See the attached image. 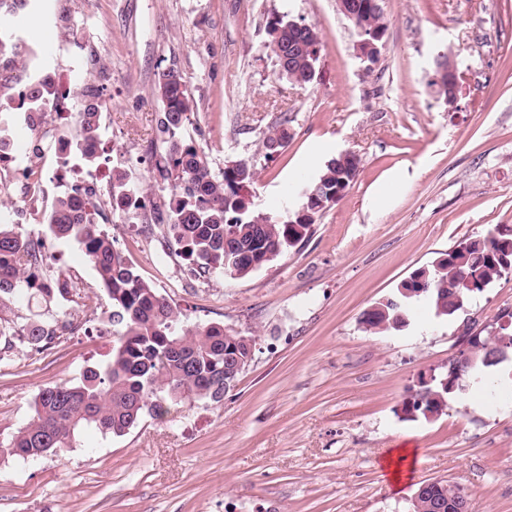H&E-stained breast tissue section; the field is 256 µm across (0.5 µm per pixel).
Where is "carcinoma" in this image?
I'll return each mask as SVG.
<instances>
[{
	"label": "carcinoma",
	"mask_w": 512,
	"mask_h": 512,
	"mask_svg": "<svg viewBox=\"0 0 512 512\" xmlns=\"http://www.w3.org/2000/svg\"><path fill=\"white\" fill-rule=\"evenodd\" d=\"M353 25L359 40L382 43L386 30L380 0H354ZM265 27L276 65H286L284 76L303 87L312 80L306 59L320 51V31L315 24L301 28L288 25V14L273 13ZM15 32L0 23V88L19 87L18 98L0 104V145L12 133L16 114L29 126L42 123L56 110L58 89L43 75L21 81L27 60ZM161 101L158 130L165 145L160 177L171 183L164 206L167 238L200 275L230 273L239 257L237 276L252 272L248 265H264L296 246L310 232L317 216L336 204L358 175L360 158L340 154L326 162L322 173L307 185L300 205L273 217L245 204V194L257 178L254 159H240L212 173L204 154L185 140L182 131L193 109L181 72L169 66L157 77ZM106 105L101 88L88 85L75 112L77 133L71 148L85 164L98 165L101 137L100 116ZM289 135L275 128L263 138L266 161L280 155ZM142 192L129 180L116 176L112 183V211L127 213L140 206ZM100 204L75 189L56 198L47 223L57 238H73L96 270L112 310L107 323L116 340L107 358L85 369L77 383L63 381L43 388L35 397L28 422L0 443V456L22 448L32 459L62 448H70L80 433L95 428L103 435L120 437L142 417H168L175 407L190 401L219 404L242 375L224 354L235 351L250 362L247 344L240 335L224 334V326L213 323L190 326L182 313L149 282L144 280L117 251L112 233L92 217ZM38 240L8 227H0V301L31 288L30 266ZM512 273V227L499 224L484 236L466 237L443 252L431 266L416 269L402 287L425 290L413 296L398 293L367 310L362 317L366 331L384 334L406 325L410 308L425 303L436 316H452L495 280ZM76 287L44 288L42 292L57 307L16 325L0 323V363L11 361L16 344L41 353L79 328L75 314L65 309ZM463 349L448 357L455 366L454 391H449L441 373L436 380L410 390L401 412L406 420L432 418L448 409L453 393L481 383L512 354L504 350L498 335L489 333L477 341L462 336ZM411 512H457L455 489L440 480L424 489L411 503Z\"/></svg>",
	"instance_id": "obj_1"
}]
</instances>
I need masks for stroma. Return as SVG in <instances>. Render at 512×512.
I'll list each match as a JSON object with an SVG mask.
<instances>
[{"label":"stroma","mask_w":512,"mask_h":512,"mask_svg":"<svg viewBox=\"0 0 512 512\" xmlns=\"http://www.w3.org/2000/svg\"><path fill=\"white\" fill-rule=\"evenodd\" d=\"M381 5L380 71L369 77L336 0H31L14 18L30 70L54 73L71 97L89 80L104 87L98 169L126 172L152 201L147 223L108 208L96 221L189 324H223L254 348L223 403H188L120 437L89 430L35 461L0 458V512H409L418 487L441 479L468 493L471 512H512V402L478 413L460 393L440 416L401 413L408 388L457 352L464 320L491 324L512 309V274L450 318L419 309L378 335L361 323L457 241L512 225V0ZM274 12L320 30L306 87L277 75L265 29ZM443 53L459 75L452 108L428 84ZM171 65L193 100L186 136L216 174L256 159V201L271 215L296 205L329 159H361L307 238L248 276L193 275L159 227L169 186L155 170L156 81ZM276 125L290 138L267 162L262 141ZM67 190L49 181L31 220L14 188L0 208V221L52 245L51 277L81 289L80 331L41 354L16 348L0 367V439L42 388L78 381L113 345L94 267L46 221ZM403 446L417 456L396 486L382 464Z\"/></svg>","instance_id":"35a3bbf8"}]
</instances>
